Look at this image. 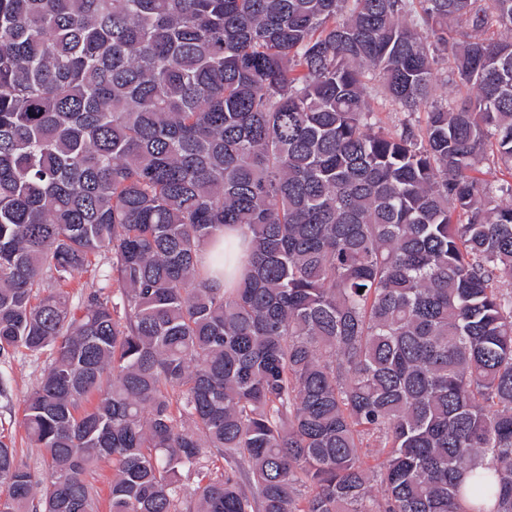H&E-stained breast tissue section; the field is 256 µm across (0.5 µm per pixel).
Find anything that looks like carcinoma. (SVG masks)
<instances>
[{
    "mask_svg": "<svg viewBox=\"0 0 512 512\" xmlns=\"http://www.w3.org/2000/svg\"><path fill=\"white\" fill-rule=\"evenodd\" d=\"M488 160L512 0H0V356L51 355L46 474L0 436V512H97L106 462L109 512H512ZM226 229L229 288L200 264ZM373 106L380 124L392 130L400 129L401 123L404 120H409L413 124H417L416 121L420 120L419 116L422 118V114L408 117L407 114H403V112H395L379 95L375 96ZM106 258L105 256L99 255L95 258L93 261V266L89 268L88 272H83L81 274H78L75 276L71 283V288H68L71 294L74 295V299L76 300V297L79 296L80 292H84L87 288L91 287V283L94 279V284L98 286L99 282V276L96 273V277H94V272L91 271V269L97 267L98 271L99 269L102 271L105 268Z\"/></svg>",
    "mask_w": 512,
    "mask_h": 512,
    "instance_id": "obj_1",
    "label": "carcinoma"
}]
</instances>
